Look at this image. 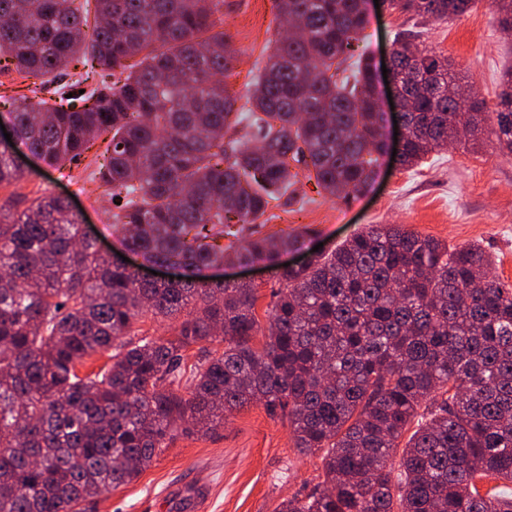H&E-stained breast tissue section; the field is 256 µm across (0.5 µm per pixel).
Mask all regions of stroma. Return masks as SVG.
Masks as SVG:
<instances>
[{
	"instance_id": "obj_1",
	"label": "stroma",
	"mask_w": 512,
	"mask_h": 512,
	"mask_svg": "<svg viewBox=\"0 0 512 512\" xmlns=\"http://www.w3.org/2000/svg\"><path fill=\"white\" fill-rule=\"evenodd\" d=\"M224 31L239 51L228 88L244 95L276 37L274 0H223ZM364 43L374 66L387 62L398 32L452 63L461 85L495 106L501 73L512 66V39L499 28L491 0H474L465 14L415 26L408 15L367 7ZM491 131L478 143L461 141L431 153L426 163L401 167L392 155L379 160L371 184L342 200L327 195L306 175L271 202L265 215L224 244L243 246L269 235L300 237L301 249L284 253L287 263L303 261L315 245L331 250L371 224H401L452 246L475 244L493 259V272L512 284V156L493 147ZM24 178L0 187V202L27 201L45 193L68 197L102 250H119L112 229V203L88 179L85 165L62 171L48 167L17 146ZM229 283L252 282L259 299L256 316L266 322L276 273L264 264L224 266ZM323 479L320 455L299 454L287 422L252 405L234 412L224 427L206 435L176 434L136 480L102 493L88 512H277L288 498L308 494Z\"/></svg>"
}]
</instances>
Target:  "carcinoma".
Returning a JSON list of instances; mask_svg holds the SVG:
<instances>
[{
  "instance_id": "cac0c4a2",
  "label": "carcinoma",
  "mask_w": 512,
  "mask_h": 512,
  "mask_svg": "<svg viewBox=\"0 0 512 512\" xmlns=\"http://www.w3.org/2000/svg\"><path fill=\"white\" fill-rule=\"evenodd\" d=\"M220 2L0 0V74L30 92L8 112L16 140L60 170L105 143L95 181L123 246L182 270L140 279L53 194L15 212L0 203V512H84L136 480L175 432L206 435L254 402L288 421L300 454L322 453L324 487L279 512H512L511 495L478 487L512 481V287L485 250L401 224H372L297 266L277 263L299 245L288 235L219 244L225 226L255 223L288 191L293 163L337 197L373 179L385 144L370 58L338 77L366 26L359 0H275L276 20L294 17L297 32L275 38L244 133L228 140L242 119L224 84L237 51L215 30ZM471 2L388 8L438 22ZM492 6L512 36V0ZM395 45L401 166L462 129L476 142L489 122L512 156V67L494 111L480 99L462 110L446 58L411 35ZM81 66L119 77L84 89ZM23 177L1 148L0 186ZM228 261L277 269L260 349L255 286L206 274ZM146 314L178 320L173 337L138 336ZM109 350V365L79 375Z\"/></svg>"
}]
</instances>
